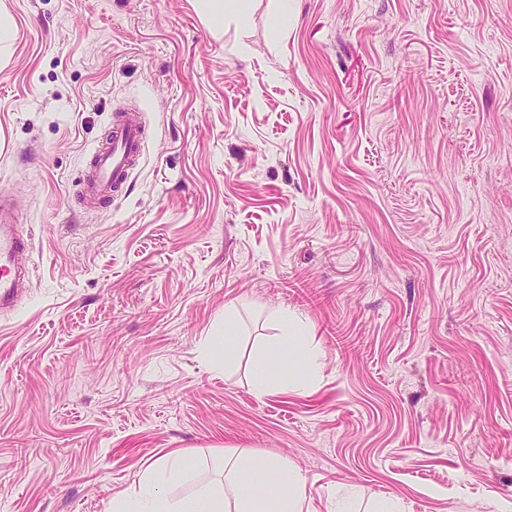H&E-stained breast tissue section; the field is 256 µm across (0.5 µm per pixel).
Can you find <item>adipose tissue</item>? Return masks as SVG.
Returning <instances> with one entry per match:
<instances>
[{
	"label": "adipose tissue",
	"mask_w": 512,
	"mask_h": 512,
	"mask_svg": "<svg viewBox=\"0 0 512 512\" xmlns=\"http://www.w3.org/2000/svg\"><path fill=\"white\" fill-rule=\"evenodd\" d=\"M305 334L299 321L282 320L279 334L255 353L257 393H266L276 380L301 386L315 376L318 356L304 344ZM188 469L187 454H168L131 492L113 497L111 512H303L306 479L286 461L235 448L224 459L223 482L182 497L170 495L168 486L182 481Z\"/></svg>",
	"instance_id": "obj_1"
}]
</instances>
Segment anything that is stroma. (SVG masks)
<instances>
[{
  "label": "stroma",
  "mask_w": 512,
  "mask_h": 512,
  "mask_svg": "<svg viewBox=\"0 0 512 512\" xmlns=\"http://www.w3.org/2000/svg\"><path fill=\"white\" fill-rule=\"evenodd\" d=\"M0 192L35 276L0 316V512H104L174 449L172 495L248 448L306 512H512V0H0ZM143 160L77 185L113 110ZM240 306L236 358H202ZM299 318L314 380L257 394ZM248 2L247 0H202L203 13L211 23L222 25L226 10L231 9L241 13L247 9ZM146 138L140 110L113 111L112 124L102 142L90 149V164L79 183L78 197L85 208L110 204L123 192L142 160Z\"/></svg>",
  "instance_id": "35a3bbf8"
}]
</instances>
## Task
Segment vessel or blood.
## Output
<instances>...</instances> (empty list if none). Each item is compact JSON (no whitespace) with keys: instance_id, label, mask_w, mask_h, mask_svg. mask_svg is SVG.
Here are the masks:
<instances>
[{"instance_id":"vessel-or-blood-1","label":"vessel or blood","mask_w":512,"mask_h":512,"mask_svg":"<svg viewBox=\"0 0 512 512\" xmlns=\"http://www.w3.org/2000/svg\"><path fill=\"white\" fill-rule=\"evenodd\" d=\"M145 144L146 127L140 110L113 112L104 139L89 152L90 164L79 183L81 204L97 209L121 194L142 160ZM19 225L13 199L1 194L0 312L15 309L32 279L31 240L20 232Z\"/></svg>"}]
</instances>
